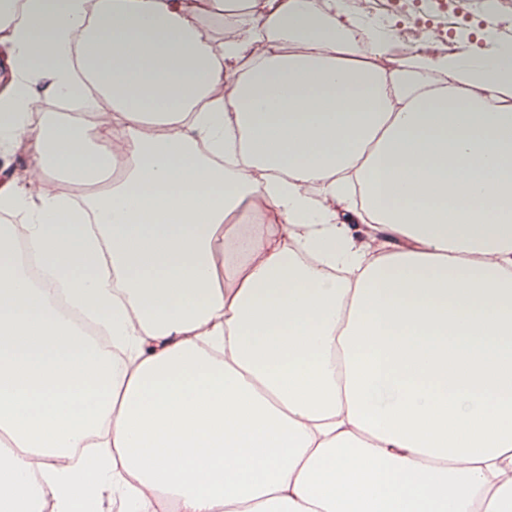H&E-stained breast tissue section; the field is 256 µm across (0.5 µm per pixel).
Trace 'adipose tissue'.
Here are the masks:
<instances>
[{
	"instance_id": "adipose-tissue-1",
	"label": "adipose tissue",
	"mask_w": 512,
	"mask_h": 512,
	"mask_svg": "<svg viewBox=\"0 0 512 512\" xmlns=\"http://www.w3.org/2000/svg\"><path fill=\"white\" fill-rule=\"evenodd\" d=\"M327 7L0 23V143L67 184L0 187V512H102L106 485L125 512H512V50L387 69V33ZM89 78L94 122L34 113Z\"/></svg>"
}]
</instances>
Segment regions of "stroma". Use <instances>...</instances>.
<instances>
[{"label": "stroma", "instance_id": "stroma-1", "mask_svg": "<svg viewBox=\"0 0 512 512\" xmlns=\"http://www.w3.org/2000/svg\"><path fill=\"white\" fill-rule=\"evenodd\" d=\"M381 28L391 33L385 65L403 61L415 52L451 55L463 45L491 51L512 45L495 16L484 8V0H365L355 15L353 34L366 41L368 31Z\"/></svg>", "mask_w": 512, "mask_h": 512}]
</instances>
